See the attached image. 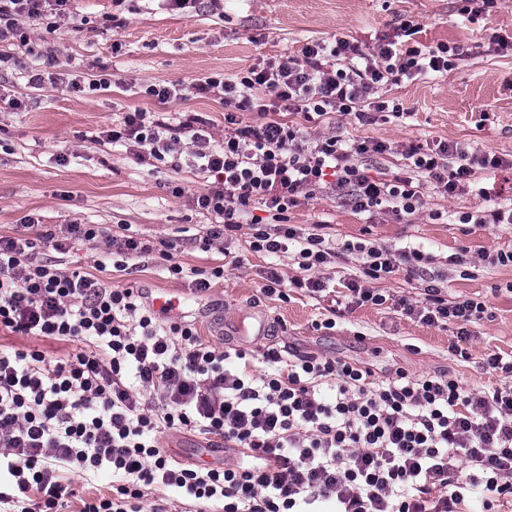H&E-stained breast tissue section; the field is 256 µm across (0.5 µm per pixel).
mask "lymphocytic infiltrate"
I'll use <instances>...</instances> for the list:
<instances>
[{
	"mask_svg": "<svg viewBox=\"0 0 512 512\" xmlns=\"http://www.w3.org/2000/svg\"><path fill=\"white\" fill-rule=\"evenodd\" d=\"M72 0H0V40L20 37L21 19H66ZM378 41L371 52L355 42L305 45L300 58H266L237 79L208 77L197 94L224 102L228 131L221 143L195 118L176 125L149 113H125L120 124L97 132L99 143L123 142L139 160L161 161L180 135L195 145L198 170L210 176L194 195L200 210L218 217L200 241H214L252 225V251L276 254L300 245L305 277L270 270L263 292L286 288L317 295L324 278L309 277L331 257L322 234H302L288 223L300 199L323 188L350 197L360 212H419L422 186L409 176L382 180L360 156L387 152L385 142L346 143L339 136H305L277 119L282 110L306 122L329 114L370 121L388 110L383 86L452 66L448 45ZM255 113L243 123L242 113ZM414 168L444 195L464 192L477 170L506 169L512 161L458 143L410 148ZM263 206L256 215L255 206ZM0 237V329L20 336L81 342L80 351L52 362L35 350H0V502L23 499L22 512H64L70 473L111 471V494L82 501L79 512H142L145 491L172 489L181 498L221 504L223 512H468L479 493L481 512L512 498V386L470 392L447 375L414 378L399 371L375 380L369 368L311 355H263L257 371L246 351H228L201 339L193 323L144 308L130 288L105 287L80 271L63 272L37 256L39 247L66 250L93 241L96 224H66ZM363 280L346 289L356 305L387 303L375 283L400 264L419 270L417 248L400 258L361 242ZM425 324H459L454 351L466 355L468 323L483 302L451 300L428 288L421 306L404 305ZM198 432L208 447L239 450L236 463L214 468L173 462L158 436L167 430Z\"/></svg>",
	"mask_w": 512,
	"mask_h": 512,
	"instance_id": "f902f5d3",
	"label": "lymphocytic infiltrate"
}]
</instances>
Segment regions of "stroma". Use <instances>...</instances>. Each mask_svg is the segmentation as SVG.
I'll list each match as a JSON object with an SVG mask.
<instances>
[{
  "label": "stroma",
  "mask_w": 512,
  "mask_h": 512,
  "mask_svg": "<svg viewBox=\"0 0 512 512\" xmlns=\"http://www.w3.org/2000/svg\"><path fill=\"white\" fill-rule=\"evenodd\" d=\"M463 5V0H224L217 11L184 13L166 0H73V19L51 27L26 23L28 46L12 38L0 41V236L16 235L28 215L44 224L100 225L104 237L77 243L64 254L46 250V258L63 270L98 272L106 286L138 289L147 306L170 291L179 301V315L194 323L204 340L248 350L257 366L263 353L275 348L354 362L379 380L403 371L447 374L475 392L504 385L503 374L487 370L484 360L491 353L512 354V264L485 256L512 250V224L459 223L461 213L483 208L474 194L451 198L425 184L423 209L401 220L355 212L328 189L289 210L290 224L303 232L323 225L326 240L338 251L324 270L335 290L362 271L359 258L343 249L348 242L366 239L394 253L414 246L432 258L422 276L402 268L384 281L394 304L349 307L326 329L330 298L292 292L283 301L263 292L268 269L299 275L297 245L275 256L252 252V227L246 224L234 239L201 251L197 240L216 221L192 205L193 194L205 188V176L187 163L176 171L169 162H142L125 146L93 140L135 110L174 125L198 117L214 140H223L224 106L195 94L199 79L239 75L263 57H299L310 41L345 37L366 49L412 18L420 26L415 36L420 44L459 46L455 67L385 87V98L403 108L401 116L387 113L361 123L336 112L305 124V133L388 143L389 152L366 160L371 175L381 179L407 172L409 147L436 140L468 143L510 159L512 52L498 51L494 39L512 37V0H495L476 14L463 13ZM116 42L122 45L117 54ZM47 47L83 79L108 76L109 88L76 93L50 83L28 85L25 73L42 65L40 53ZM164 82L182 83V98L162 103L145 96L147 85ZM126 234L173 244L182 275L170 274L157 255L96 271L107 237ZM217 266L223 267V278L213 280L207 292H194L196 271ZM430 285L452 300L484 301L482 318L468 325V358L449 348L456 324L430 326L402 313L400 300L422 302ZM258 317L268 323L267 336H243V328ZM13 348L36 349L56 361L74 353L76 345L0 331V349ZM162 444L184 465L206 460L220 467L236 457L231 449L207 455L204 439L186 430L165 433Z\"/></svg>",
  "instance_id": "1"
}]
</instances>
